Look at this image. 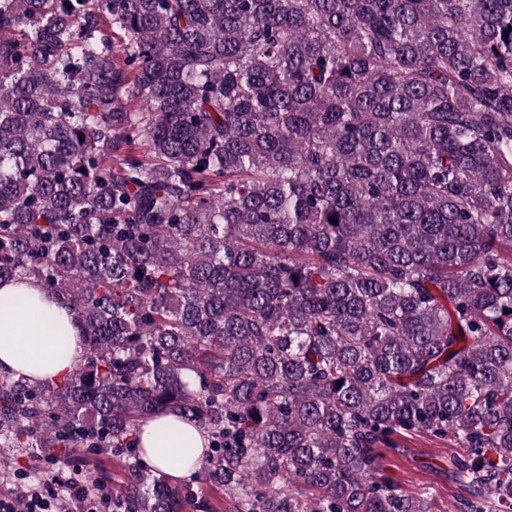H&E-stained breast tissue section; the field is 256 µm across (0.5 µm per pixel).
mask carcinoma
Masks as SVG:
<instances>
[{
	"label": "carcinoma",
	"mask_w": 512,
	"mask_h": 512,
	"mask_svg": "<svg viewBox=\"0 0 512 512\" xmlns=\"http://www.w3.org/2000/svg\"><path fill=\"white\" fill-rule=\"evenodd\" d=\"M10 279L81 355L0 376V443L130 459L114 512H211L160 415L232 512H429L415 432L512 512V0H0ZM173 417H167L161 420H149L144 423L141 433V448L143 450V456L147 459L151 465L157 467L160 470L167 472L173 478H181L190 473L189 466H183V461L175 463L176 459L183 457L188 448L180 444V440L177 438L188 437L192 434L196 438L194 444L195 458L198 459L203 449V443L197 429L192 425L179 424L172 421ZM167 427L172 431V436L167 441H162L159 438V428ZM400 448H381V474L406 493L427 497L430 512H457L459 499L466 495L448 476V457L459 451L448 441L422 433L399 439Z\"/></svg>",
	"instance_id": "obj_1"
}]
</instances>
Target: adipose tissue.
<instances>
[{"instance_id": "ef3b65f1", "label": "adipose tissue", "mask_w": 512, "mask_h": 512, "mask_svg": "<svg viewBox=\"0 0 512 512\" xmlns=\"http://www.w3.org/2000/svg\"><path fill=\"white\" fill-rule=\"evenodd\" d=\"M80 328L66 302L47 298L32 281L0 282V371L31 379L59 380L78 361ZM195 428L165 418L143 424L141 448L151 465L181 478L189 467L182 437Z\"/></svg>"}]
</instances>
